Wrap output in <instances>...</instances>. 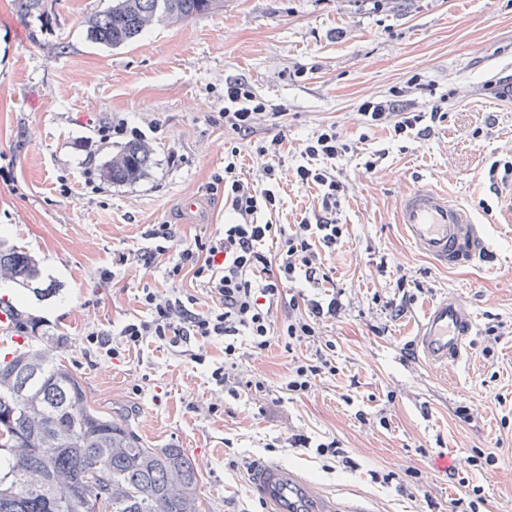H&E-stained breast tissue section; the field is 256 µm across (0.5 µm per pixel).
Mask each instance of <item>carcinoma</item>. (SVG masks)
<instances>
[{
    "mask_svg": "<svg viewBox=\"0 0 512 512\" xmlns=\"http://www.w3.org/2000/svg\"><path fill=\"white\" fill-rule=\"evenodd\" d=\"M224 0H112L89 18L93 43L120 47L155 23L186 21ZM142 140L106 163L102 177L132 182L151 163ZM32 257L0 247V279L22 287ZM27 336L0 359V512H200L198 471L181 448H149L126 423L90 405L82 379Z\"/></svg>",
    "mask_w": 512,
    "mask_h": 512,
    "instance_id": "cac0c4a2",
    "label": "carcinoma"
}]
</instances>
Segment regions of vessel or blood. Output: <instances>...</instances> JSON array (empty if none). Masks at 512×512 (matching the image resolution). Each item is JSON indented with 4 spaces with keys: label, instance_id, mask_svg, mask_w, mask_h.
I'll use <instances>...</instances> for the list:
<instances>
[{
    "label": "vessel or blood",
    "instance_id": "1",
    "mask_svg": "<svg viewBox=\"0 0 512 512\" xmlns=\"http://www.w3.org/2000/svg\"><path fill=\"white\" fill-rule=\"evenodd\" d=\"M397 222L416 250L441 266L461 268L484 253L482 228L471 212L429 185H419L398 202ZM474 330V319L455 296H444L429 309L417 336L428 362L460 358ZM251 481L268 512H342L298 471L275 462L256 463Z\"/></svg>",
    "mask_w": 512,
    "mask_h": 512
}]
</instances>
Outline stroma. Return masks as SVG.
Segmentation results:
<instances>
[{"instance_id": "obj_1", "label": "stroma", "mask_w": 512, "mask_h": 512, "mask_svg": "<svg viewBox=\"0 0 512 512\" xmlns=\"http://www.w3.org/2000/svg\"><path fill=\"white\" fill-rule=\"evenodd\" d=\"M108 4L44 0L25 18L15 0H0V153L15 155L26 186L20 196L0 183V243L37 259L47 292L39 299L0 279V299L32 318L36 335L65 338L62 358L96 410L149 447L199 461L203 512H266L242 467L254 460L300 471L345 508L452 512L466 480L482 489L480 512H512V206L488 176L493 161H512V0H224L116 48L86 36L88 17ZM229 80L286 115L241 139L221 117ZM369 98L437 104L443 117L428 137L398 139L363 124L358 106ZM117 119L153 150L145 174L123 185L101 170L127 139L96 131ZM331 123L350 146L336 161L345 235L329 261L343 307L321 329L336 344L335 375L291 397L288 366L316 343L260 351L244 336L231 393L209 384L204 367L152 346L89 359V332L141 315L143 284L166 293L191 285L166 278L164 263L146 264L149 225H175L182 248L220 229L224 199L207 188L225 151L238 147L243 176L256 182L264 159L254 142L277 135L281 207L271 221L299 223L318 197L291 172L304 141ZM422 182L482 225L487 252L472 266L436 265L396 224L400 197ZM187 196L197 212L182 213ZM108 267L114 276L101 281ZM447 293L465 300L475 330L458 360L434 366L415 337L427 306ZM405 294L412 303L392 316L386 301ZM255 379L265 392L246 388ZM213 403L222 412L210 413ZM460 406L469 422L456 417ZM297 434L312 447H293ZM328 439L344 460L316 455ZM475 449L503 458L487 471L467 466ZM390 471L395 481L379 482Z\"/></svg>"}]
</instances>
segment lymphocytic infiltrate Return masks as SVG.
Returning <instances> with one entry per match:
<instances>
[{
  "label": "lymphocytic infiltrate",
  "mask_w": 512,
  "mask_h": 512,
  "mask_svg": "<svg viewBox=\"0 0 512 512\" xmlns=\"http://www.w3.org/2000/svg\"><path fill=\"white\" fill-rule=\"evenodd\" d=\"M358 110L365 125L387 128L398 138L425 136L431 123L441 117L439 106L423 111L397 101L366 100ZM284 114L282 106L269 103L245 83H225L224 124L238 135H252L261 117L277 119ZM281 145V137L276 136L257 146V154L270 159L257 185L241 178L238 148H231L225 155L224 171L215 175L210 188L222 190L232 221L207 237L195 239L193 246L182 249L178 258L171 260L167 270L172 280L191 279L192 288L163 295L150 285H143L137 299L145 310L144 316L126 321L113 333L90 332L89 344L112 357L156 345L204 366L209 383L221 389L228 385L237 368L238 336L249 337L253 348L259 350L275 340L289 350L294 344L318 336L320 323L338 316L342 305L332 292L335 281L324 266L322 253L335 251L344 235L336 211L346 187L330 162L345 153L347 146L332 124L323 126L304 143V162L294 168L293 176L298 182L317 188L319 206L312 218L288 228L258 220L260 213L276 212L281 205V172L271 162L279 155ZM276 237L281 240L278 251H265V243ZM300 277L311 287L325 289V296L291 297L289 314L274 320L273 307L282 296L284 283ZM203 293L211 299L205 307L199 299ZM218 338L224 341L222 362H207L204 355L192 349L197 341ZM333 347L328 340L314 357L294 360L288 368L286 391L299 397L307 395L316 377L332 369L326 352Z\"/></svg>",
  "instance_id": "1"
}]
</instances>
